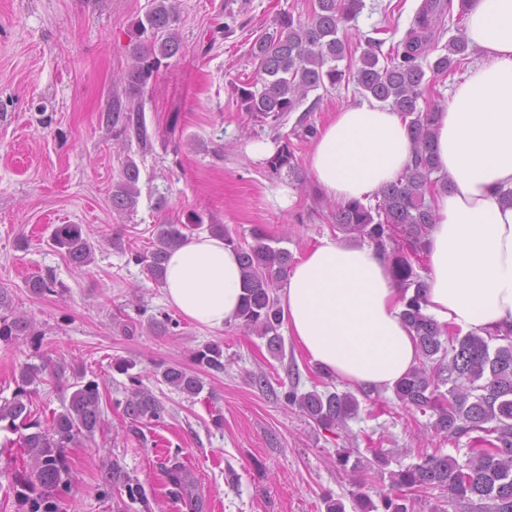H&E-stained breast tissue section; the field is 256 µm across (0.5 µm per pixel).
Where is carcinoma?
Listing matches in <instances>:
<instances>
[{
  "instance_id": "obj_1",
  "label": "carcinoma",
  "mask_w": 512,
  "mask_h": 512,
  "mask_svg": "<svg viewBox=\"0 0 512 512\" xmlns=\"http://www.w3.org/2000/svg\"><path fill=\"white\" fill-rule=\"evenodd\" d=\"M364 8V0H316L308 19L285 14L275 31L252 46L258 78L237 87L242 111L259 122L276 128L284 117L295 112L312 91L334 89L342 82H354L361 94L389 104L409 120L413 158L398 180L375 196L374 203L354 200L336 204L331 213L336 228L356 234L380 251L391 265L402 288L404 317L414 330L420 347V363L393 388L406 409L431 412L429 429L436 435L472 436L468 459L461 465L441 449L418 450L416 461L389 472L391 493L375 503L367 494L353 495V512H413V500L430 489L447 493V502H486V512H512V328L482 336L475 331L445 330L422 312L426 282L416 272L413 259L422 254L423 243L436 214L431 196L440 179L435 162L433 127L436 109L424 110L420 100L430 79L457 69L474 51L465 31L453 35L444 53L426 62L432 44L446 32V19L453 18L452 0H423L403 39L380 63L382 41L369 37L357 61L339 68L347 55L349 23ZM177 21L170 0H153L144 18L134 24L139 41L134 63L127 73L129 89L145 87L157 74L162 60L179 51L174 32ZM112 137L125 142L136 139L148 145L146 126L139 105L133 103L122 112L107 117ZM269 170L297 172L294 144L281 138L277 150L266 160ZM139 168L129 160L122 179L112 190V209L126 212L134 208ZM187 224H162L150 250L135 255L152 280L162 284L169 250L188 238ZM210 234L221 236L238 250L244 276V295L237 321L242 329L267 339L268 350L283 353L280 329L284 323L277 289L285 281L292 255L274 247L263 231H252L253 243L242 244L221 224L207 225ZM54 247L65 252L75 267H86L94 260V245L76 224H59L51 235ZM35 296L56 294L63 285L40 275L25 282ZM35 323L13 309L10 291L0 288V342L20 338L40 339ZM194 361L209 369H224V351L218 343H207L193 354ZM50 368L49 362L22 367L12 396L0 398V433L18 436L26 459L15 469L12 489L16 512H61L70 494L72 476L67 448L80 438H91L105 425L101 407L100 383L73 372L75 391L64 410L42 422L32 415L29 386ZM163 381L191 397L203 390L200 378L180 367L168 366L161 372ZM131 387L125 397L123 414L133 423L158 420L165 412L162 402L137 376H130ZM446 390H441V387ZM287 404L298 408L308 419L332 427L353 418L359 400L349 391L285 393ZM336 464L356 472L367 468L352 448L336 452ZM172 494L197 509L195 483L184 465L177 462L165 468ZM105 487L124 490L133 500L141 494L116 461L104 471Z\"/></svg>"
}]
</instances>
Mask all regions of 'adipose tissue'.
<instances>
[{"label": "adipose tissue", "instance_id": "1", "mask_svg": "<svg viewBox=\"0 0 512 512\" xmlns=\"http://www.w3.org/2000/svg\"><path fill=\"white\" fill-rule=\"evenodd\" d=\"M466 33L481 55L436 116L438 216L427 240L423 311L442 325L493 333L512 326V0H476ZM412 160L408 123L390 106L342 107L313 141L308 167L338 201L373 198ZM167 303L213 330L236 321L239 255L222 237L193 235L171 250ZM302 354L359 388L389 390L420 351L391 265L367 243L324 238L291 266L280 293Z\"/></svg>", "mask_w": 512, "mask_h": 512}]
</instances>
